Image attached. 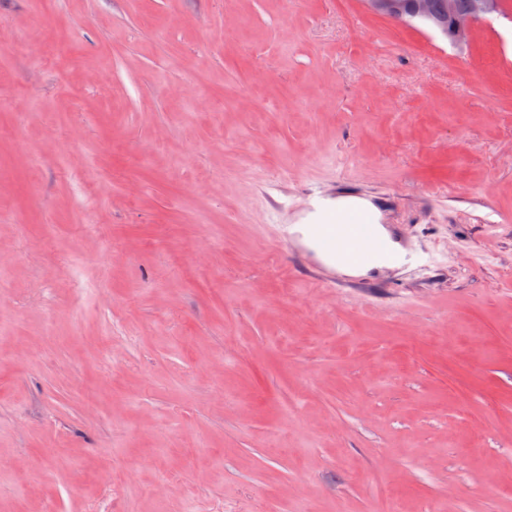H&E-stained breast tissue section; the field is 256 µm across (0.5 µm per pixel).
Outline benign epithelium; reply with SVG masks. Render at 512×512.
Returning a JSON list of instances; mask_svg holds the SVG:
<instances>
[{"instance_id": "benign-epithelium-1", "label": "benign epithelium", "mask_w": 512, "mask_h": 512, "mask_svg": "<svg viewBox=\"0 0 512 512\" xmlns=\"http://www.w3.org/2000/svg\"><path fill=\"white\" fill-rule=\"evenodd\" d=\"M368 8L383 17L398 23L418 21L436 29L453 46H460L470 40L475 24L502 11L504 0H472L470 9L461 13L456 0H446L448 24L435 27L431 23L433 0H365Z\"/></svg>"}]
</instances>
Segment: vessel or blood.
Segmentation results:
<instances>
[{
  "label": "vessel or blood",
  "instance_id": "obj_1",
  "mask_svg": "<svg viewBox=\"0 0 512 512\" xmlns=\"http://www.w3.org/2000/svg\"><path fill=\"white\" fill-rule=\"evenodd\" d=\"M312 207L317 214L307 223L284 225L280 240L289 251L310 259L320 270H330L339 264L364 267L381 255L379 227L367 216H335L319 199Z\"/></svg>",
  "mask_w": 512,
  "mask_h": 512
}]
</instances>
